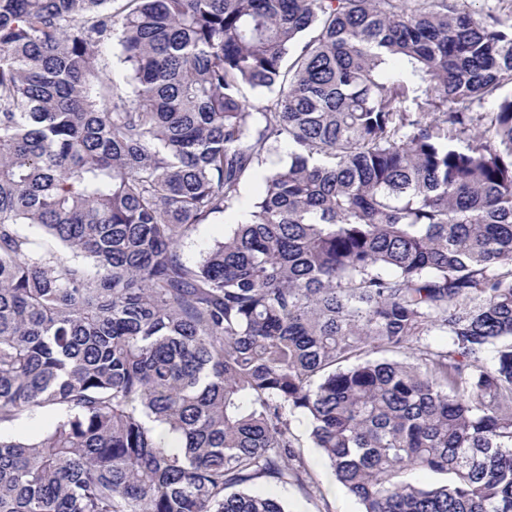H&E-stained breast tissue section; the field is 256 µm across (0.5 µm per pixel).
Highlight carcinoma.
Wrapping results in <instances>:
<instances>
[{
  "label": "carcinoma",
  "mask_w": 512,
  "mask_h": 512,
  "mask_svg": "<svg viewBox=\"0 0 512 512\" xmlns=\"http://www.w3.org/2000/svg\"><path fill=\"white\" fill-rule=\"evenodd\" d=\"M458 2L0 0V428L55 414L0 512H288L295 413L360 512H512V10ZM288 159V148L279 145L269 154L266 163L256 167L246 178L241 188L239 203L234 209L219 215L209 224L198 225L182 243V253L190 262L198 261L217 241L224 239V233L230 230L233 222L243 209L252 206L263 189L262 176L269 170L283 164Z\"/></svg>",
  "instance_id": "carcinoma-1"
}]
</instances>
